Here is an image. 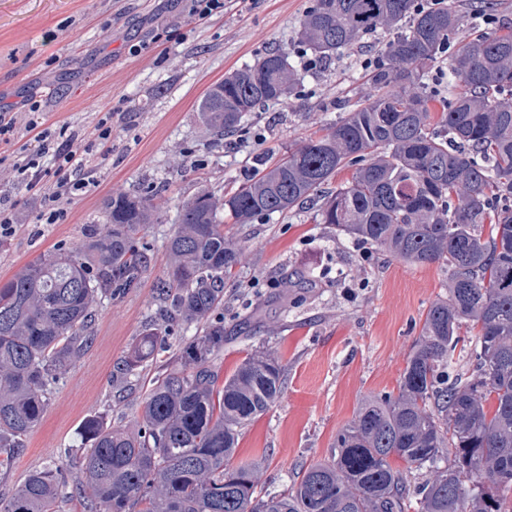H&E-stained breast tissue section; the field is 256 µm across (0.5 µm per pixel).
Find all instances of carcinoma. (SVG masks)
Wrapping results in <instances>:
<instances>
[{"label": "carcinoma", "instance_id": "carcinoma-1", "mask_svg": "<svg viewBox=\"0 0 512 512\" xmlns=\"http://www.w3.org/2000/svg\"><path fill=\"white\" fill-rule=\"evenodd\" d=\"M462 2L314 0L301 39L319 56L401 30L370 72L375 94L228 197L200 192L181 204L173 263L156 285L161 323L144 330L116 377L126 382L154 359L170 326L202 322L201 335L181 343L176 364L153 382L136 429L86 418L80 446L30 472L0 512H57L73 466L99 512H512V29L455 43L448 73L464 91L437 128L420 87L464 22ZM294 82L288 56L269 53L213 84L199 118L231 133ZM346 166L352 178L326 190ZM316 198L320 222L337 232L410 265L447 266L448 296L428 308L398 393L365 399L328 458L262 493L260 465L231 459L243 429L282 393L286 366L258 352L218 385L211 362L224 349V320L211 315L242 260L224 236V211L249 224ZM153 200L148 190L105 198L107 225L83 251L41 256L0 281V467L25 447L54 386L92 343L95 300L124 296L148 271L138 235L152 224ZM465 340L472 374L441 381Z\"/></svg>", "mask_w": 512, "mask_h": 512}]
</instances>
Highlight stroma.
I'll list each match as a JSON object with an SVG mask.
<instances>
[{
	"label": "stroma",
	"mask_w": 512,
	"mask_h": 512,
	"mask_svg": "<svg viewBox=\"0 0 512 512\" xmlns=\"http://www.w3.org/2000/svg\"><path fill=\"white\" fill-rule=\"evenodd\" d=\"M313 0H224L205 20L184 0H0V107L25 124L30 108L48 122L92 129L113 111L112 152L98 160L94 184L68 206L63 224L33 221L39 201L14 163L33 152L25 131L0 145V200L15 203L20 223L0 238V279L34 259L78 249L103 228L105 197L154 191L156 221L144 241L152 262L139 288L98 299L94 339L56 385L50 406L11 466L0 471V497L76 444L82 421L106 416L134 426L160 353L132 386L112 373L156 317L154 285L168 264L179 206L205 189L229 195L270 155L324 134L341 113L371 94L370 66L387 32L363 36L327 60L301 41ZM512 28V0H481L461 37ZM287 53L297 82L287 100L246 116L224 139L207 130L197 102L224 75L267 53ZM224 232L244 259L224 284V349L213 361L231 374L247 355L268 351L287 366L280 398L239 438L235 461L261 464L264 490L289 485L300 467L328 456L339 429L367 397L395 392L430 304L448 294V268L411 266L318 223L307 205L250 224L225 217Z\"/></svg>",
	"instance_id": "35a3bbf8"
}]
</instances>
